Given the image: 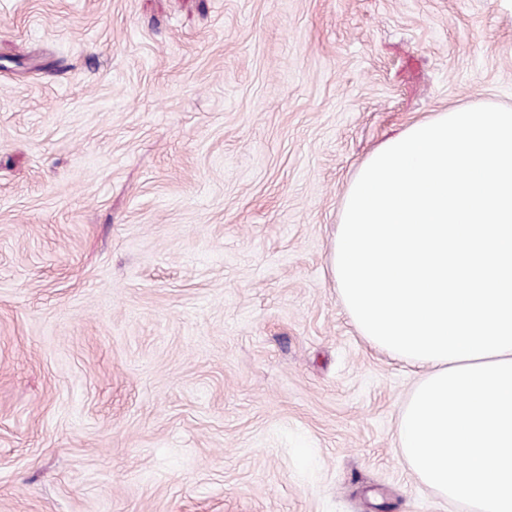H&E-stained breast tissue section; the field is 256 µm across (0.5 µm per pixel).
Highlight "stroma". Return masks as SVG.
Listing matches in <instances>:
<instances>
[{"label": "stroma", "instance_id": "stroma-1", "mask_svg": "<svg viewBox=\"0 0 512 512\" xmlns=\"http://www.w3.org/2000/svg\"><path fill=\"white\" fill-rule=\"evenodd\" d=\"M460 103L512 107V0H0V512H471L330 273Z\"/></svg>", "mask_w": 512, "mask_h": 512}]
</instances>
